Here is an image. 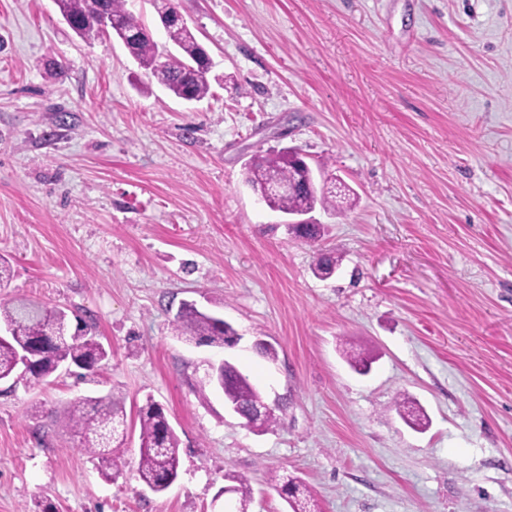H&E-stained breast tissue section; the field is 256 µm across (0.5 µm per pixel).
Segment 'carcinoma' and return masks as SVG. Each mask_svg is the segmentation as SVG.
Instances as JSON below:
<instances>
[{"label": "carcinoma", "mask_w": 512, "mask_h": 512, "mask_svg": "<svg viewBox=\"0 0 512 512\" xmlns=\"http://www.w3.org/2000/svg\"><path fill=\"white\" fill-rule=\"evenodd\" d=\"M128 0H57L58 9L71 21V29L86 41L95 40L110 32L122 41L129 54L141 68L148 71L160 85L183 100L203 99L210 90L209 58L205 47L197 40L184 21L168 18L174 0H154V7L169 40L177 53L165 52V47L154 41L139 18L128 8ZM273 178L296 182L299 188L272 199L267 206L285 214L300 209L312 211H342L354 200V191L346 183H336L328 176L324 184L307 187L312 173L297 166L284 148L277 152L254 155L247 165L246 180L261 185ZM337 260L323 252L317 254L313 267L315 275L326 279L336 270ZM68 321V314L60 308H49L26 297H17L0 306V325L10 330L11 341L0 345V379L11 378L16 372V355L21 347L34 345L38 353L37 367L31 375L35 382L45 381L57 374L66 363L80 368L97 366L107 358L104 346L91 334L86 323L77 322L74 332L55 336L53 326ZM174 332L189 341H205L224 345L226 337L235 334L223 320L189 306L173 321ZM225 395L240 402L255 400L260 392L247 376L234 365L225 367ZM79 398L65 409L59 423L80 438V445L97 461L103 475L113 479L119 475L116 461L125 453L127 416L123 400L108 394L93 400ZM399 414L415 427H424L425 414L414 407L408 398L398 403ZM139 422V456L134 476L145 486L162 494L178 478L179 438L169 425L163 408L146 398L137 411ZM234 491L239 495V512H248L250 489L243 477L235 479ZM273 486L285 496L292 512H320L314 496L300 481L288 475L273 476Z\"/></svg>", "instance_id": "obj_1"}]
</instances>
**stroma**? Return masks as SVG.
I'll return each instance as SVG.
<instances>
[{
	"instance_id": "1",
	"label": "stroma",
	"mask_w": 512,
	"mask_h": 512,
	"mask_svg": "<svg viewBox=\"0 0 512 512\" xmlns=\"http://www.w3.org/2000/svg\"><path fill=\"white\" fill-rule=\"evenodd\" d=\"M176 3L214 61L199 102L119 39L82 41L53 0H0V302L80 316L110 351L84 379L0 383V512H235L231 474L249 512H291L274 472L321 512H512V0ZM285 147L357 194L313 210L315 246L245 181ZM184 301L237 344L177 338ZM221 360L279 402L275 428L199 398ZM110 393L165 408L167 492L130 474L137 427L107 480L52 419Z\"/></svg>"
}]
</instances>
